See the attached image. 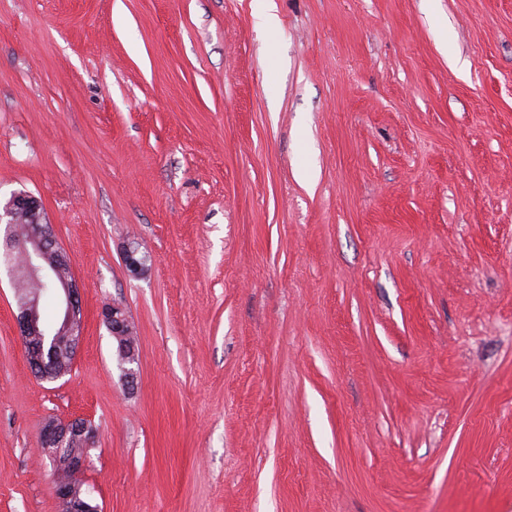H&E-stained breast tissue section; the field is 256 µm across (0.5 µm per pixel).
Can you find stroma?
<instances>
[{
    "mask_svg": "<svg viewBox=\"0 0 512 512\" xmlns=\"http://www.w3.org/2000/svg\"><path fill=\"white\" fill-rule=\"evenodd\" d=\"M273 2L0 0V204L83 302L39 380L0 270V512L78 415L102 512H512V0ZM123 260L126 268L134 275H142L148 271L150 255L141 253L140 243L134 240L127 241L123 247ZM123 308L120 306L112 305L102 311V318L107 325L108 330L111 332L112 337L121 340L132 334V326L127 315H122ZM119 314V315H118ZM115 339V341H116ZM116 349L118 342L116 341Z\"/></svg>",
    "mask_w": 512,
    "mask_h": 512,
    "instance_id": "1",
    "label": "stroma"
}]
</instances>
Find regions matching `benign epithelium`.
<instances>
[{
	"label": "benign epithelium",
	"mask_w": 512,
	"mask_h": 512,
	"mask_svg": "<svg viewBox=\"0 0 512 512\" xmlns=\"http://www.w3.org/2000/svg\"><path fill=\"white\" fill-rule=\"evenodd\" d=\"M8 227H26V236L10 235V244L23 254L41 255L54 251L58 263H31L28 273L34 279L54 285L56 315L44 317L41 298L32 294L19 304L16 328L25 347L26 359L32 373L42 381H56L65 375L60 368L59 353L75 356L81 338L82 305L79 284L72 274L68 257L60 247L52 225L48 224L42 201L27 192L14 194L0 212V221ZM126 268L134 275L148 271L150 255L140 251V243L128 241L123 247ZM102 318L112 337L121 340L132 333L128 316L122 307H107ZM96 439V429L84 417L47 420L40 434L42 447L48 451L53 491L61 504V512H101L99 505L81 490L82 476L88 465L85 449Z\"/></svg>",
	"instance_id": "benign-epithelium-1"
}]
</instances>
